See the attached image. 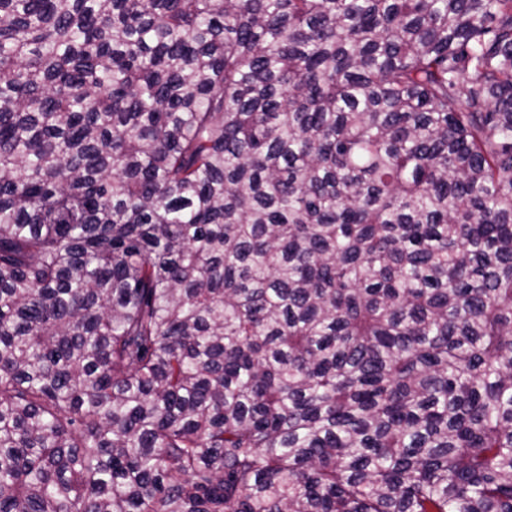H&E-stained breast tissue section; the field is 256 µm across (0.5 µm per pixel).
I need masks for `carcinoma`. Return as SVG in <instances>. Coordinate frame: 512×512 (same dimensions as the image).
Segmentation results:
<instances>
[{"mask_svg":"<svg viewBox=\"0 0 512 512\" xmlns=\"http://www.w3.org/2000/svg\"><path fill=\"white\" fill-rule=\"evenodd\" d=\"M0 512H512V0H0Z\"/></svg>","mask_w":512,"mask_h":512,"instance_id":"1","label":"carcinoma"}]
</instances>
